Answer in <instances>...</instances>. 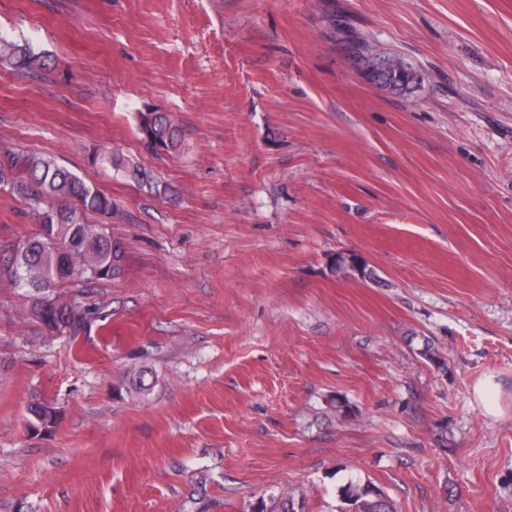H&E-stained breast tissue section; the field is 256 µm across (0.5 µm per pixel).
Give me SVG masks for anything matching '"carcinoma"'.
Instances as JSON below:
<instances>
[{
  "mask_svg": "<svg viewBox=\"0 0 512 512\" xmlns=\"http://www.w3.org/2000/svg\"><path fill=\"white\" fill-rule=\"evenodd\" d=\"M361 70L373 83L391 91L404 93L412 89L418 75L412 66L398 56H383L367 41L356 43ZM392 61V70L373 77L374 63L381 58ZM44 56L28 44H19L0 32V68L26 72L33 76L45 69ZM139 139L154 154L175 153L181 146L180 127L174 115L166 112H137ZM93 163L123 171L138 182H149L146 168L119 153H99ZM0 192L25 200L38 223L35 234L8 245L10 255L0 257L1 281L15 288L31 291L30 316L41 328L54 329L66 325L63 332L75 336L85 328L97 309L76 303L56 292V288L73 281L88 283L109 281L121 274L126 253L112 250V237L95 224L86 222V214H117L112 198L95 184L81 178L44 154H20L0 148ZM336 270L352 271L363 278L369 276L366 266L356 256H336ZM27 428L36 436L41 422L55 427L60 411L47 401H35L27 407ZM348 505L344 512H394L385 494L375 486L349 484L341 491ZM290 494L280 497L275 505L260 503L257 512H300Z\"/></svg>",
  "mask_w": 512,
  "mask_h": 512,
  "instance_id": "cac0c4a2",
  "label": "carcinoma"
}]
</instances>
